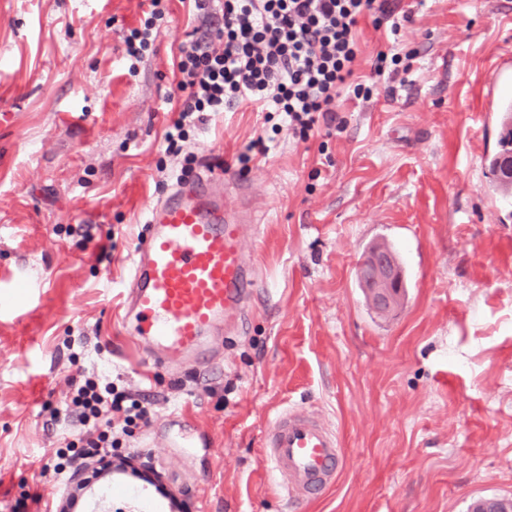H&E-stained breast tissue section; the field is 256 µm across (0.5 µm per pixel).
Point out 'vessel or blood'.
I'll return each instance as SVG.
<instances>
[{
    "mask_svg": "<svg viewBox=\"0 0 512 512\" xmlns=\"http://www.w3.org/2000/svg\"><path fill=\"white\" fill-rule=\"evenodd\" d=\"M148 215L128 285L135 336L165 354H200L224 314L242 309L256 285L243 259L240 215L206 173L175 187ZM340 455L331 429L289 410L270 429L265 459L293 492L334 481ZM111 484L129 512H145L153 502L151 486H128L126 475H113Z\"/></svg>",
    "mask_w": 512,
    "mask_h": 512,
    "instance_id": "1",
    "label": "vessel or blood"
}]
</instances>
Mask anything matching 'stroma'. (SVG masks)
<instances>
[{
	"instance_id": "stroma-1",
	"label": "stroma",
	"mask_w": 512,
	"mask_h": 512,
	"mask_svg": "<svg viewBox=\"0 0 512 512\" xmlns=\"http://www.w3.org/2000/svg\"><path fill=\"white\" fill-rule=\"evenodd\" d=\"M399 3L398 35L361 27L357 73L374 90L341 98V129L304 141L241 104L171 150L172 57L198 26L181 0L134 65L123 40L149 0H0V512L65 496L53 465L79 438L67 407L84 377L148 400L119 448L183 512H468L512 497V201L488 169L512 95V0ZM392 47L410 72L373 77ZM206 169L251 218L258 285L204 356L157 366L120 327L129 269L149 204ZM380 241L409 282L388 315L355 279ZM288 409L337 431L334 483L288 494L268 473ZM186 429L189 450L174 445Z\"/></svg>"
}]
</instances>
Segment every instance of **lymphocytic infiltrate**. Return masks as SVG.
<instances>
[{
  "mask_svg": "<svg viewBox=\"0 0 512 512\" xmlns=\"http://www.w3.org/2000/svg\"><path fill=\"white\" fill-rule=\"evenodd\" d=\"M161 2L150 0L149 15L126 36L127 58L139 60L153 50L165 17ZM191 2L206 30L182 43L174 62L184 97L165 136L171 145L185 126L244 101L281 114L289 132L302 139L320 125H332L342 94L365 90L355 71L361 21L391 16L397 8L395 0H224L218 16L212 0ZM71 387L69 414L86 438L60 451L58 474L75 458L111 455V414H123L128 427L148 415L112 383L88 378Z\"/></svg>",
  "mask_w": 512,
  "mask_h": 512,
  "instance_id": "lymphocytic-infiltrate-1",
  "label": "lymphocytic infiltrate"
}]
</instances>
